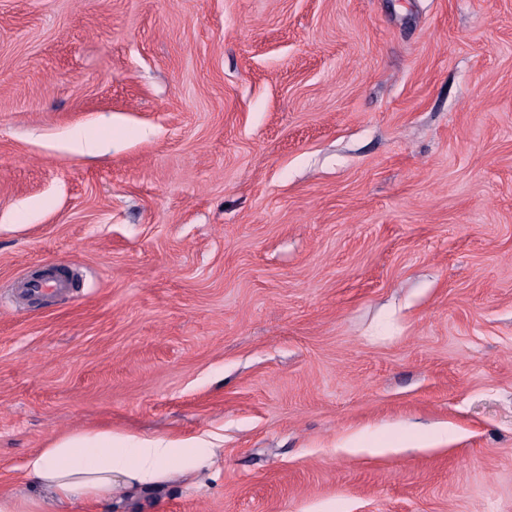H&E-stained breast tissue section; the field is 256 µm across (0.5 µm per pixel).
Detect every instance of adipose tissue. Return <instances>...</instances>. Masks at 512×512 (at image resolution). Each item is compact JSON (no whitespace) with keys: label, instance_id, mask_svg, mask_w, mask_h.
I'll use <instances>...</instances> for the list:
<instances>
[{"label":"adipose tissue","instance_id":"adipose-tissue-1","mask_svg":"<svg viewBox=\"0 0 512 512\" xmlns=\"http://www.w3.org/2000/svg\"><path fill=\"white\" fill-rule=\"evenodd\" d=\"M109 431H87L54 439L29 459L23 475L44 496L23 502L0 496V512H67L79 501L105 504L119 484L148 487L171 471L176 448L164 440L142 439L134 447Z\"/></svg>","mask_w":512,"mask_h":512}]
</instances>
